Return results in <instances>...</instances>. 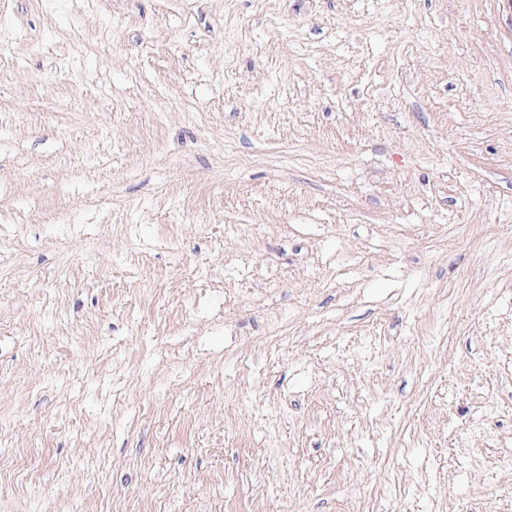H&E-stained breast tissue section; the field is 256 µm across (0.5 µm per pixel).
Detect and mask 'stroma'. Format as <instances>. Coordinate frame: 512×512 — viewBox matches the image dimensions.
I'll use <instances>...</instances> for the list:
<instances>
[{
    "label": "stroma",
    "mask_w": 512,
    "mask_h": 512,
    "mask_svg": "<svg viewBox=\"0 0 512 512\" xmlns=\"http://www.w3.org/2000/svg\"><path fill=\"white\" fill-rule=\"evenodd\" d=\"M0 0V512H512V0Z\"/></svg>",
    "instance_id": "35a3bbf8"
}]
</instances>
